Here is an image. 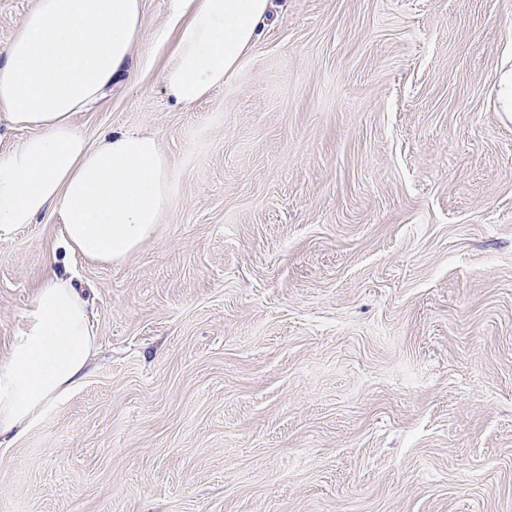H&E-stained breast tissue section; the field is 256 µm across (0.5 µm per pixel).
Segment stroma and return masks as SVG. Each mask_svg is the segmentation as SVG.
<instances>
[{
    "label": "stroma",
    "instance_id": "35a3bbf8",
    "mask_svg": "<svg viewBox=\"0 0 512 512\" xmlns=\"http://www.w3.org/2000/svg\"><path fill=\"white\" fill-rule=\"evenodd\" d=\"M512 0H280L252 60L76 123L154 133L155 237L0 242V362L77 276L82 382L0 445V512H512Z\"/></svg>",
    "mask_w": 512,
    "mask_h": 512
}]
</instances>
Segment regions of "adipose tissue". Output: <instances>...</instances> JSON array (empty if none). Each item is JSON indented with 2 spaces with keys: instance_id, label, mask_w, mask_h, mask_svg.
<instances>
[{
  "instance_id": "adipose-tissue-1",
  "label": "adipose tissue",
  "mask_w": 512,
  "mask_h": 512,
  "mask_svg": "<svg viewBox=\"0 0 512 512\" xmlns=\"http://www.w3.org/2000/svg\"><path fill=\"white\" fill-rule=\"evenodd\" d=\"M275 9L274 0H174L149 37L143 0H37L0 52V123L25 133L0 155V241L49 215L69 253L109 265L154 237L171 202L157 136L111 129L91 142L76 115L156 66L173 103L207 97L252 54ZM95 346L81 289L48 272L0 363V444L81 382Z\"/></svg>"
}]
</instances>
